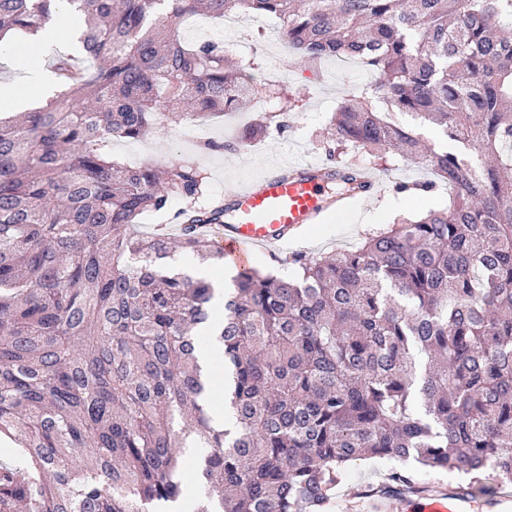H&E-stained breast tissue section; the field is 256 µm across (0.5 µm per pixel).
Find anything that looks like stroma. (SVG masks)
Instances as JSON below:
<instances>
[{"label":"stroma","mask_w":512,"mask_h":512,"mask_svg":"<svg viewBox=\"0 0 512 512\" xmlns=\"http://www.w3.org/2000/svg\"><path fill=\"white\" fill-rule=\"evenodd\" d=\"M232 36L238 46L230 50L229 57L246 67L259 91L245 110L205 121L201 127L207 130L209 140L232 139L257 115L276 110V90L291 88L300 91L304 101L301 109L292 114L288 128L269 129L245 149L210 151L202 149L195 135L198 126L183 119L181 113L169 112L162 116L157 133L136 142H113V159L158 167L192 159L206 172L213 198L233 185L258 178L267 167L285 157L326 161L321 140L333 113L344 99L371 81V73L361 64L350 65L336 57L323 59L315 67L298 62L280 40L279 24L271 16H237ZM349 161L382 177L380 195L369 203H357L349 210L332 213L323 223L313 225L301 246L303 252L351 249L366 233L384 228L399 216H419L448 204V188L444 185L419 198L395 192V184L431 179L432 173L426 167L398 157L382 164L365 151L353 154ZM386 470L385 462L378 459L351 465L336 489L331 512H372L359 493L382 483Z\"/></svg>","instance_id":"35a3bbf8"}]
</instances>
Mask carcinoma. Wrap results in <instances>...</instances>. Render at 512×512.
<instances>
[{"label":"carcinoma","mask_w":512,"mask_h":512,"mask_svg":"<svg viewBox=\"0 0 512 512\" xmlns=\"http://www.w3.org/2000/svg\"><path fill=\"white\" fill-rule=\"evenodd\" d=\"M78 24L51 76L62 91L0 118V436L33 476L0 460V512H167L183 504L190 435L192 512H330L346 467L493 472L512 485V0H67ZM57 0H0V40L36 33ZM275 17L304 62L359 60L373 81L334 113L329 157L391 151L448 183V206L368 234L354 249L293 256L292 272H239L216 319L214 289L169 271L174 244L202 263L224 250L196 225L207 174L184 159L128 167L115 141L157 117L241 109L249 77L224 45L187 43L203 12ZM100 61L93 71L78 56ZM238 132L239 150L300 108ZM410 115L405 126L395 115ZM436 127L426 144L417 127ZM179 198L178 239L133 225ZM223 347L235 433L201 401L198 350Z\"/></svg>","instance_id":"carcinoma-1"}]
</instances>
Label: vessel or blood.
I'll return each mask as SVG.
<instances>
[{"instance_id": "b4317fda", "label": "vessel or blood", "mask_w": 512, "mask_h": 512, "mask_svg": "<svg viewBox=\"0 0 512 512\" xmlns=\"http://www.w3.org/2000/svg\"><path fill=\"white\" fill-rule=\"evenodd\" d=\"M332 168L307 160L284 161L258 179L226 191L221 201L229 219L206 225L205 230L224 250V260L248 270L256 252L271 256L301 244L311 225L332 210H343L350 201L369 202L380 191V180L356 174L352 190L332 196L328 182Z\"/></svg>"}]
</instances>
